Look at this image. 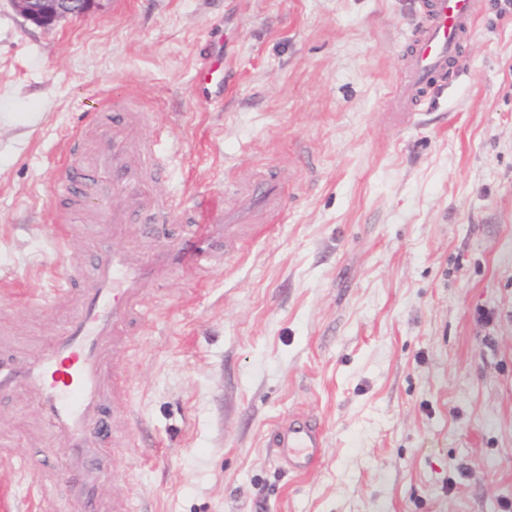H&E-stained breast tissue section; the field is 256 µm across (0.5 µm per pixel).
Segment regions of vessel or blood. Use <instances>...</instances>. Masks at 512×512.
<instances>
[{
	"label": "vessel or blood",
	"instance_id": "1",
	"mask_svg": "<svg viewBox=\"0 0 512 512\" xmlns=\"http://www.w3.org/2000/svg\"><path fill=\"white\" fill-rule=\"evenodd\" d=\"M426 26L414 37L410 50L409 80L398 101L408 112L415 99L430 86L434 76L459 54L473 27L478 0H423ZM134 100L113 104L102 113V130L88 158L73 157L57 183L61 198L89 209L85 195L89 183L102 182L118 205L105 212L102 222L87 225L88 277L76 285L61 281L52 299L71 295L74 310L54 336L38 348L0 336V400L23 390L38 402L40 421L59 436L66 448L72 493L48 494L49 484L40 478L47 449L34 448L22 459H8L13 475L32 480L34 512H130L120 491L104 499L111 474L100 461L105 441L113 436L112 400L126 389V377L110 372L120 363L141 320L149 282L183 272H206L220 266L234 251L247 227L245 215L267 211L279 220L283 186L273 177L259 176L239 207L224 208L200 200L185 212L172 245L150 254L113 248L112 240L130 228L147 239L163 233L165 213L149 210L153 166L149 140L144 136ZM322 428L309 417L297 416L281 427L275 445L289 466L304 471L319 459Z\"/></svg>",
	"mask_w": 512,
	"mask_h": 512
}]
</instances>
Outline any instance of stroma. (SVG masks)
Returning <instances> with one entry per match:
<instances>
[{
    "label": "stroma",
    "mask_w": 512,
    "mask_h": 512,
    "mask_svg": "<svg viewBox=\"0 0 512 512\" xmlns=\"http://www.w3.org/2000/svg\"><path fill=\"white\" fill-rule=\"evenodd\" d=\"M457 61L396 101L422 0H102L40 27L0 0V325L33 344L83 263L56 183L102 103L135 98L171 221L272 171L281 217L221 267L152 285L104 460L131 512H500L512 499V8L479 0ZM224 42V97L196 84ZM36 401L17 452L66 451ZM323 428L306 472L273 445Z\"/></svg>",
    "instance_id": "stroma-1"
}]
</instances>
